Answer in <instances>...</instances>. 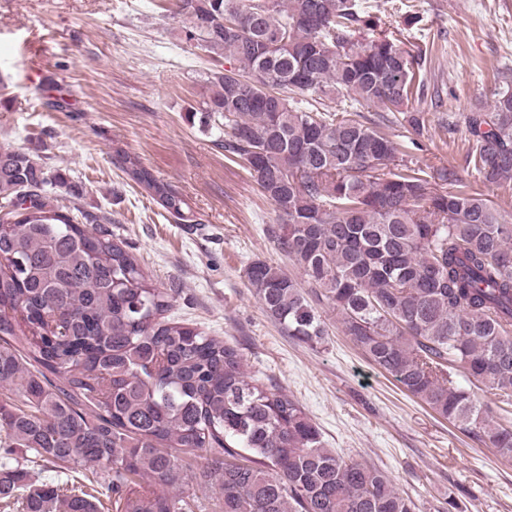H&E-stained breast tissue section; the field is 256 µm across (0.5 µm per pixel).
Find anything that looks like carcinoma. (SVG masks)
<instances>
[{"label":"carcinoma","instance_id":"obj_1","mask_svg":"<svg viewBox=\"0 0 512 512\" xmlns=\"http://www.w3.org/2000/svg\"><path fill=\"white\" fill-rule=\"evenodd\" d=\"M179 41L213 68L187 112L224 157L248 170L280 222L265 233L310 292L279 265L244 269L267 317L313 344L318 306L408 394L512 459V425L456 385L465 368L512 405V224L481 195L441 191L377 124L337 119L325 100L404 115L423 95V54L376 31L363 0H176ZM367 31L370 36L356 39ZM483 183L512 180V82L467 117ZM129 179L171 215L181 193L123 156ZM77 185L21 149L0 148V433L60 473L63 492L0 464V499L25 512H192L178 454L207 461L220 512H414L381 470L323 447L305 408L249 376L240 349L167 316L172 294L75 205ZM93 228H87V225ZM93 463L108 472L86 490Z\"/></svg>","mask_w":512,"mask_h":512}]
</instances>
